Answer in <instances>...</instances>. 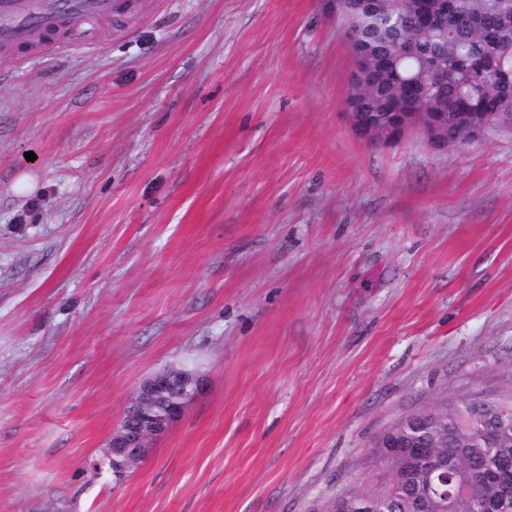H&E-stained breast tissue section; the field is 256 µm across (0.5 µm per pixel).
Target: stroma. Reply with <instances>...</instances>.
Masks as SVG:
<instances>
[{
    "label": "stroma",
    "mask_w": 512,
    "mask_h": 512,
    "mask_svg": "<svg viewBox=\"0 0 512 512\" xmlns=\"http://www.w3.org/2000/svg\"><path fill=\"white\" fill-rule=\"evenodd\" d=\"M14 56L0 512H324L394 420L512 388V127L357 135L336 0H140ZM182 367L115 478L139 385ZM200 379L192 371L169 368L147 378L112 434L105 462L121 477L144 458L152 442L183 413Z\"/></svg>",
    "instance_id": "stroma-1"
}]
</instances>
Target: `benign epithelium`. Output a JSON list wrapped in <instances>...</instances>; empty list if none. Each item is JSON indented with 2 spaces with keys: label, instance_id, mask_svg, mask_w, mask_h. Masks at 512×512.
<instances>
[{
  "label": "benign epithelium",
  "instance_id": "obj_1",
  "mask_svg": "<svg viewBox=\"0 0 512 512\" xmlns=\"http://www.w3.org/2000/svg\"><path fill=\"white\" fill-rule=\"evenodd\" d=\"M347 115L355 132L370 141L393 139L416 127L435 146L448 147L446 112H391L387 124L380 123L376 113L362 112L351 105ZM199 385L197 374L174 368L160 371L141 384L120 426L112 434L105 455L114 475L123 476L149 453L152 442L182 415Z\"/></svg>",
  "mask_w": 512,
  "mask_h": 512
}]
</instances>
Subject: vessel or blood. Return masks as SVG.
I'll use <instances>...</instances> for the list:
<instances>
[{
  "label": "vessel or blood",
  "instance_id": "obj_1",
  "mask_svg": "<svg viewBox=\"0 0 512 512\" xmlns=\"http://www.w3.org/2000/svg\"><path fill=\"white\" fill-rule=\"evenodd\" d=\"M138 0H0V46L36 45L57 36V50L68 47L63 35L89 19H110L137 9Z\"/></svg>",
  "mask_w": 512,
  "mask_h": 512
}]
</instances>
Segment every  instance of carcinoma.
Masks as SVG:
<instances>
[{
    "label": "carcinoma",
    "mask_w": 512,
    "mask_h": 512,
    "mask_svg": "<svg viewBox=\"0 0 512 512\" xmlns=\"http://www.w3.org/2000/svg\"><path fill=\"white\" fill-rule=\"evenodd\" d=\"M428 26L417 23V0H354L347 28L354 48L375 65L395 57L376 80L359 88L368 112H394L408 86L417 89L408 112H511L512 0H445ZM413 42L402 55L398 44ZM507 390L491 398L443 399L402 417L393 429L425 444L383 448L374 488L351 486L326 512H512V421L497 416ZM467 485L460 495L456 489Z\"/></svg>",
    "instance_id": "1"
}]
</instances>
